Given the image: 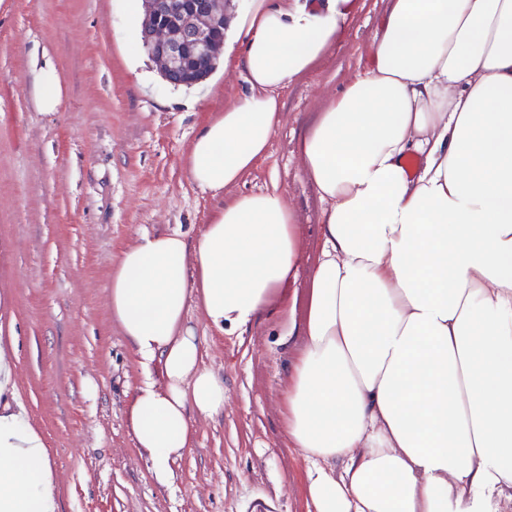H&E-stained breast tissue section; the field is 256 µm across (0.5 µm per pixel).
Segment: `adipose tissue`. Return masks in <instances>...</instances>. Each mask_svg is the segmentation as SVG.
<instances>
[{
	"label": "adipose tissue",
	"mask_w": 512,
	"mask_h": 512,
	"mask_svg": "<svg viewBox=\"0 0 512 512\" xmlns=\"http://www.w3.org/2000/svg\"><path fill=\"white\" fill-rule=\"evenodd\" d=\"M354 7L226 8L224 65L246 89L187 156L193 184L224 206L195 244L144 234L112 270V319L164 380L135 390L130 427L167 477L193 416L224 409L188 304L231 331L272 310L283 335L303 337L281 393L314 512H501L512 501V0H390L370 66L301 136L323 205L307 282L284 192L236 191L267 153L282 91ZM0 512H58L45 443L7 403Z\"/></svg>",
	"instance_id": "1"
}]
</instances>
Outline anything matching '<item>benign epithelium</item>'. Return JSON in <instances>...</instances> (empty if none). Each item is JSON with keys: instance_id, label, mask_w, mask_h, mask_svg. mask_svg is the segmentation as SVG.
<instances>
[{"instance_id": "benign-epithelium-1", "label": "benign epithelium", "mask_w": 512, "mask_h": 512, "mask_svg": "<svg viewBox=\"0 0 512 512\" xmlns=\"http://www.w3.org/2000/svg\"><path fill=\"white\" fill-rule=\"evenodd\" d=\"M154 10L153 44L166 62V79L181 80L190 61L207 64L224 15L223 0H154Z\"/></svg>"}]
</instances>
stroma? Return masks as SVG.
<instances>
[{
	"label": "stroma",
	"instance_id": "35a3bbf8",
	"mask_svg": "<svg viewBox=\"0 0 512 512\" xmlns=\"http://www.w3.org/2000/svg\"><path fill=\"white\" fill-rule=\"evenodd\" d=\"M360 2L336 45L284 93L267 157L239 187L264 189L277 172L304 281L322 204L298 145L371 62L388 0ZM142 21L128 0H0V345L17 364L7 399L44 439L59 512H309L306 461L288 445L281 396L302 339L283 341L278 313L241 336L190 309L203 364L224 382V411L195 418L168 481L131 432L144 372L112 321V269L138 234L192 241L223 206L192 183L186 159L245 87L241 71L220 67L196 89L171 86L143 46ZM47 69L62 94L53 112L38 104Z\"/></svg>",
	"mask_w": 512,
	"mask_h": 512
}]
</instances>
